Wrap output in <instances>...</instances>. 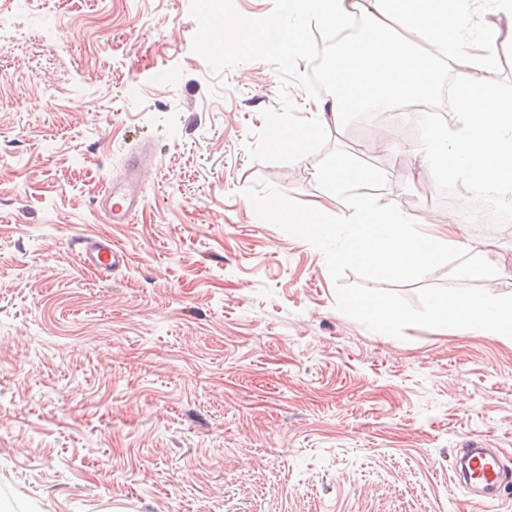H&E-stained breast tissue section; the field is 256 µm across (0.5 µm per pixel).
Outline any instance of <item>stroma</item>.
Masks as SVG:
<instances>
[{
	"label": "stroma",
	"instance_id": "obj_1",
	"mask_svg": "<svg viewBox=\"0 0 512 512\" xmlns=\"http://www.w3.org/2000/svg\"><path fill=\"white\" fill-rule=\"evenodd\" d=\"M205 0H0V512H512V339L433 318L432 295L512 297V228L467 243L505 273L458 274L463 252L412 280L377 278L268 224L330 198L319 172L351 159L348 192L437 220L476 207L380 138L415 107L349 117L303 159L274 149L275 118L328 99L267 52H203ZM151 144L140 209L99 202ZM111 239L101 275L76 238ZM400 319L378 335L342 302ZM502 451L500 504L454 477L460 449Z\"/></svg>",
	"mask_w": 512,
	"mask_h": 512
}]
</instances>
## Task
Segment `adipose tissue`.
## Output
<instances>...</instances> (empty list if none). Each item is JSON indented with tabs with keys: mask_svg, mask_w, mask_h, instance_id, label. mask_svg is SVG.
I'll return each instance as SVG.
<instances>
[{
	"mask_svg": "<svg viewBox=\"0 0 512 512\" xmlns=\"http://www.w3.org/2000/svg\"><path fill=\"white\" fill-rule=\"evenodd\" d=\"M479 2L288 0L295 20L292 30L228 14L221 29L204 28L202 41L212 50L230 48L243 55L256 41L296 67L303 59L311 25L338 31L352 17L362 15L366 38L337 48L330 99L309 104L303 122L274 124L272 145L304 157L311 144L348 112L369 105L428 103L450 70L458 89L457 109L449 122L433 125L412 152L438 179L471 190L486 186L508 190L512 188V96L503 94L495 79V29L474 27ZM326 212L319 201L291 211L278 200L266 207L268 219L295 224L302 238L337 243V259L357 263L374 276L413 278L435 259L466 247L462 229L452 219L425 224L360 197L346 198L335 223L326 222ZM431 307L435 316L449 317L461 329L512 335V298L501 299L486 290L467 296L437 294Z\"/></svg>",
	"mask_w": 512,
	"mask_h": 512,
	"instance_id": "adipose-tissue-1",
	"label": "adipose tissue"
}]
</instances>
